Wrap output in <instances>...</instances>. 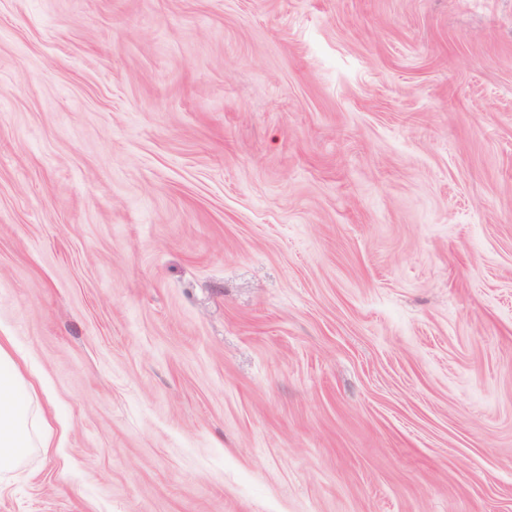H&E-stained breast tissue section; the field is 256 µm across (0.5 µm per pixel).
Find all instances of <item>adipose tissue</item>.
<instances>
[{
    "label": "adipose tissue",
    "mask_w": 512,
    "mask_h": 512,
    "mask_svg": "<svg viewBox=\"0 0 512 512\" xmlns=\"http://www.w3.org/2000/svg\"><path fill=\"white\" fill-rule=\"evenodd\" d=\"M10 336L0 335V485L34 451L52 445V429L34 382Z\"/></svg>",
    "instance_id": "ef3b65f1"
}]
</instances>
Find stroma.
I'll return each mask as SVG.
<instances>
[{
	"instance_id": "stroma-1",
	"label": "stroma",
	"mask_w": 512,
	"mask_h": 512,
	"mask_svg": "<svg viewBox=\"0 0 512 512\" xmlns=\"http://www.w3.org/2000/svg\"><path fill=\"white\" fill-rule=\"evenodd\" d=\"M0 512H512V0H0ZM24 356L0 335V491L34 451L51 448L52 429L34 382L22 372Z\"/></svg>"
}]
</instances>
